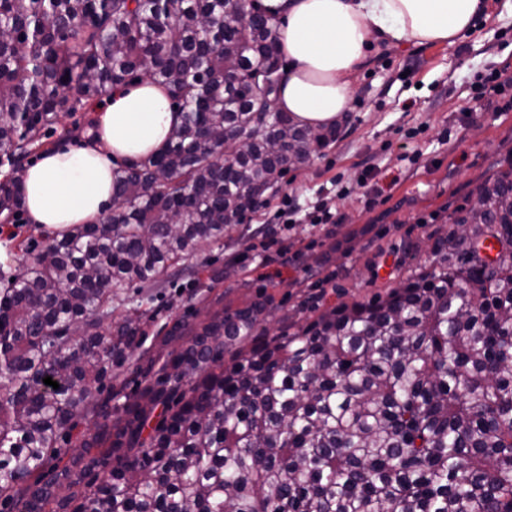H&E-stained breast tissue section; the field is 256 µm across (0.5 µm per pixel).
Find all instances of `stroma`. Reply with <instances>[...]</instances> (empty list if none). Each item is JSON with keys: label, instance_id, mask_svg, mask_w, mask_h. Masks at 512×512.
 Returning <instances> with one entry per match:
<instances>
[{"label": "stroma", "instance_id": "1", "mask_svg": "<svg viewBox=\"0 0 512 512\" xmlns=\"http://www.w3.org/2000/svg\"><path fill=\"white\" fill-rule=\"evenodd\" d=\"M371 55L357 75L355 107L341 120L336 142L282 181L281 193L300 207L330 198L335 223L276 225L275 237L286 251L265 263L260 241L280 202L275 194L269 209L249 214L223 243L209 245L161 287L120 289L125 298L142 296L150 321L143 352L134 354L130 366L113 370L115 389L135 390L137 368L145 367L147 357L167 353L162 339L176 321L192 333L214 314L247 307L266 294L274 304L264 324L273 331L285 319L313 318L317 307L385 296L430 263V234L449 230V214L466 205L497 164L512 159V91L486 101L475 88L477 76L512 65V0H487L471 30L454 43L377 46ZM109 103L105 96L100 105L74 113L77 131L46 126L24 166L47 152L93 142ZM48 236L25 224L6 244L0 276L18 275ZM96 432L84 420L59 442L57 459L39 477L52 483L57 498L70 493L57 475L77 439Z\"/></svg>", "mask_w": 512, "mask_h": 512}]
</instances>
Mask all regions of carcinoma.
<instances>
[{
  "label": "carcinoma",
  "mask_w": 512,
  "mask_h": 512,
  "mask_svg": "<svg viewBox=\"0 0 512 512\" xmlns=\"http://www.w3.org/2000/svg\"><path fill=\"white\" fill-rule=\"evenodd\" d=\"M280 68L278 28L252 0H171L164 16L151 0H0V145L36 144L138 73L181 112L163 153L116 170L112 211L48 239L0 291L4 504L48 512L51 486H17L146 342L142 301L118 290L159 287L336 141L337 125L266 111ZM476 199L482 219L454 210L429 268L383 300L274 334L258 329L270 298L188 338L173 326L155 377L60 471L75 491L59 508L512 512V161ZM21 204L22 175L1 180L0 216ZM109 463L104 483L72 478Z\"/></svg>",
  "instance_id": "1"
}]
</instances>
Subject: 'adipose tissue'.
Here are the masks:
<instances>
[{
  "label": "adipose tissue",
  "instance_id": "ef3b65f1",
  "mask_svg": "<svg viewBox=\"0 0 512 512\" xmlns=\"http://www.w3.org/2000/svg\"><path fill=\"white\" fill-rule=\"evenodd\" d=\"M279 25L286 70L279 111L331 127L350 111L372 44L446 43L467 33L484 0H259ZM167 86L138 78L114 90L94 144L45 154L22 177L30 223L55 235L94 224L112 207V172L163 152L179 124Z\"/></svg>",
  "mask_w": 512,
  "mask_h": 512
}]
</instances>
